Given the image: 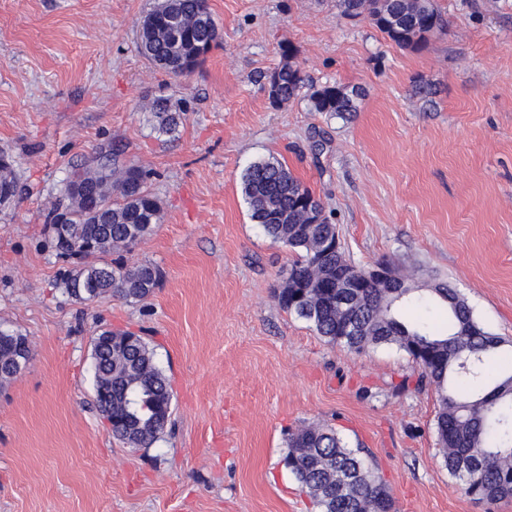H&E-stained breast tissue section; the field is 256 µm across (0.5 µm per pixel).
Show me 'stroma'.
Wrapping results in <instances>:
<instances>
[{"label": "stroma", "instance_id": "stroma-1", "mask_svg": "<svg viewBox=\"0 0 512 512\" xmlns=\"http://www.w3.org/2000/svg\"><path fill=\"white\" fill-rule=\"evenodd\" d=\"M156 3L0 0V153L23 189L0 207V330L33 349L0 389V512H313L283 462L310 423L361 445L397 512H512L460 494L436 395L402 351H343L281 307L294 256L241 194L247 166L279 159L353 263L445 279L512 339V0H437L448 29L418 51L336 0H209L222 42L181 77L138 48ZM284 43L308 82L364 88L350 119L303 95L270 102ZM160 96L182 113L171 135L147 109ZM110 144L162 202L152 235L118 255L161 272L138 303L68 297L60 273L81 262L56 256L45 223L72 167ZM104 330L143 336L170 380L171 427L151 447L114 439L94 405Z\"/></svg>", "mask_w": 512, "mask_h": 512}]
</instances>
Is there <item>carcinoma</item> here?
Instances as JSON below:
<instances>
[{
	"instance_id": "obj_1",
	"label": "carcinoma",
	"mask_w": 512,
	"mask_h": 512,
	"mask_svg": "<svg viewBox=\"0 0 512 512\" xmlns=\"http://www.w3.org/2000/svg\"><path fill=\"white\" fill-rule=\"evenodd\" d=\"M352 6L377 19L376 28L403 47L419 48L429 34L445 29L436 0H336L345 15ZM145 18L156 24L141 26V53L175 77L192 73L222 39L200 0H163ZM280 50L283 63L267 76L274 104L296 97L305 84L291 62V47ZM362 95L359 87L312 85L309 100L314 111L345 118L357 110ZM151 110L160 132L177 130L180 115L168 99H155ZM120 156V149L102 147L73 168L62 198L46 215L58 256L81 260L130 250L160 223L162 207L149 188L153 173L119 164ZM78 182L96 185L107 222L96 223V215L72 191ZM3 190L18 194L9 162L0 164ZM242 192L251 221L296 254L288 278L310 285L302 299L296 298V288L280 289L281 305L309 322L326 342L349 352L382 346L404 351L418 368L416 389L430 386L438 395L437 440L460 493L481 503L511 500L512 342L488 332L458 290L440 278L426 290L405 277L399 288H367L343 304L336 301V289L324 287V270L314 265L318 246L336 235V225L326 217L319 224L308 223L307 208L325 212L321 199L283 163L270 159L246 168ZM160 276L150 264L103 261L65 271L61 280L65 294L83 302L108 294L136 303L150 294ZM427 300L446 306V332L400 317L401 304ZM31 354L28 337L0 330V385L14 378L16 356L27 363ZM92 372L96 406L115 439L136 450L164 437L172 416L171 384L144 338L130 331H102L94 339ZM284 464L317 512H395L392 491L378 469L362 456V448L349 446L330 425L308 424L289 433Z\"/></svg>"
}]
</instances>
